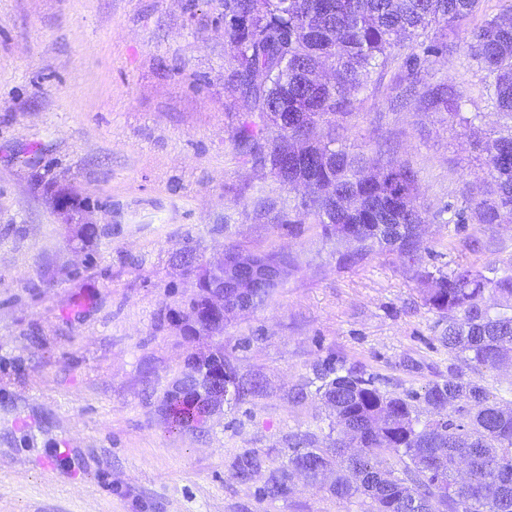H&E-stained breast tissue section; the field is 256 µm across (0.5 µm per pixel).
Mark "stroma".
<instances>
[{
  "label": "stroma",
  "instance_id": "obj_1",
  "mask_svg": "<svg viewBox=\"0 0 512 512\" xmlns=\"http://www.w3.org/2000/svg\"><path fill=\"white\" fill-rule=\"evenodd\" d=\"M448 37L456 52L419 74L462 95L475 127L400 103L401 47L337 118L336 140L416 173L420 266L453 269L476 239L480 261L505 268L512 224L457 221L485 178L474 143L499 117L465 30ZM229 58L223 0H0V512H361L302 479L261 501L263 475L227 473L246 449L275 466L294 436L325 443L327 407L293 393L329 358L385 392L458 375L512 401V367L479 377L449 354L444 321L394 256L346 265L318 226L295 235L257 215L258 198L299 195L238 154L247 105ZM55 182L97 212L82 252L46 196ZM187 244L203 261L227 245L283 251L295 268L223 336H194L181 318L192 280L174 259ZM219 346L262 395L203 430H168L166 392Z\"/></svg>",
  "mask_w": 512,
  "mask_h": 512
}]
</instances>
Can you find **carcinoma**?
<instances>
[{"label": "carcinoma", "mask_w": 512, "mask_h": 512, "mask_svg": "<svg viewBox=\"0 0 512 512\" xmlns=\"http://www.w3.org/2000/svg\"><path fill=\"white\" fill-rule=\"evenodd\" d=\"M481 0H224V37L232 52L229 83L250 104L237 128L235 145L256 163L264 147L283 137L264 122L280 112L288 126L304 114L313 129H336V117L349 114L372 73L386 66L392 49L410 44L429 31L460 26ZM470 57L485 72L486 95L503 120L477 141L491 189L478 188L465 201L481 224L512 223V9L486 18L467 35ZM455 46L445 37L424 53L446 56ZM419 57L403 62L408 91H416ZM327 66L333 80L323 87L307 83L306 74ZM427 108L444 110L451 122L472 126L480 113L467 112L460 94L445 83L425 84ZM369 157L319 141L310 155L295 154L288 179L297 177L333 186L336 201L318 193L288 209L266 199L261 208L280 224L296 230L312 223L339 243L338 226H362L347 261L355 264L379 251L394 254L413 274L426 305L446 322L440 342L448 353L481 374L512 365V267L463 260L447 272L419 266L423 240L418 233L425 212L417 204V175L388 162L373 176L365 174ZM347 195L353 207L339 206ZM501 303L486 304L487 295ZM315 379L302 385L294 399L309 397V387L331 410L336 437L325 448L305 438L288 448V461L267 469L257 488L260 500L286 498L300 477L316 483L336 471L329 492L336 499H360L365 512H512V409L486 386L457 377L425 387L423 394L383 392L372 375L323 361ZM261 393L260 382L236 377L226 403L234 406ZM428 407L422 416L415 402ZM167 425L172 430L196 426L198 411L166 394ZM256 450H245L227 463L232 479L246 483L263 468Z\"/></svg>", "instance_id": "1"}]
</instances>
